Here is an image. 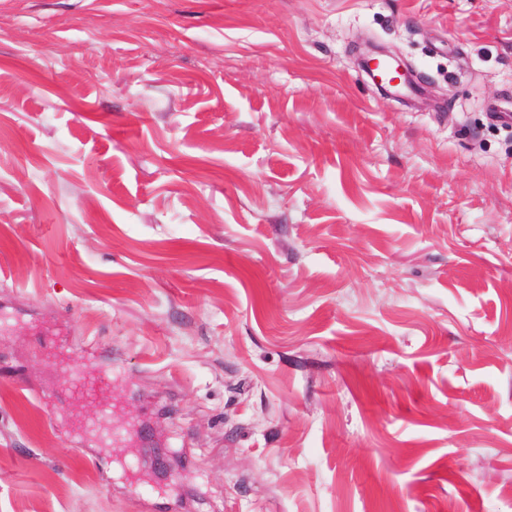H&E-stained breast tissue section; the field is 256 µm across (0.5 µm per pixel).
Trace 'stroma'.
I'll return each instance as SVG.
<instances>
[{
    "label": "stroma",
    "instance_id": "1",
    "mask_svg": "<svg viewBox=\"0 0 512 512\" xmlns=\"http://www.w3.org/2000/svg\"><path fill=\"white\" fill-rule=\"evenodd\" d=\"M496 110L512 0H0V512H512Z\"/></svg>",
    "mask_w": 512,
    "mask_h": 512
}]
</instances>
